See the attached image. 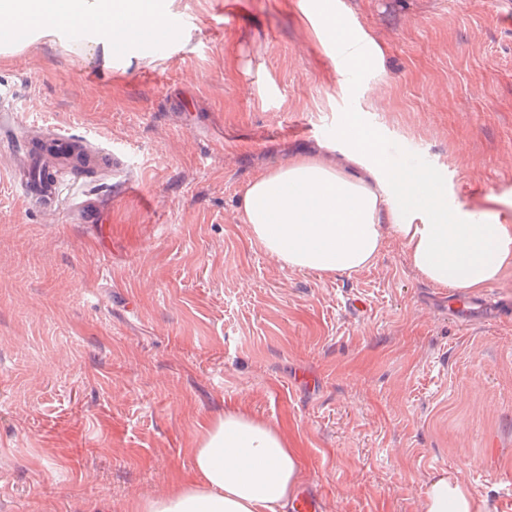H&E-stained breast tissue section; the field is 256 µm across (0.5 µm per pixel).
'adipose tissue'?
Masks as SVG:
<instances>
[{
	"label": "adipose tissue",
	"instance_id": "ef3b65f1",
	"mask_svg": "<svg viewBox=\"0 0 512 512\" xmlns=\"http://www.w3.org/2000/svg\"><path fill=\"white\" fill-rule=\"evenodd\" d=\"M24 21L37 36H74V50L110 57L162 25L158 0H0V18ZM122 27H112L115 18ZM378 152L361 132L342 159L313 154L271 165L242 196L252 237L282 266L323 276L372 264L386 236L405 247L428 282L477 292L512 267V225L461 211L436 191L434 173L364 166ZM194 478L136 500L132 512H285L302 484L296 448L276 426L226 408L192 448ZM421 512H483L467 485L430 477Z\"/></svg>",
	"mask_w": 512,
	"mask_h": 512
}]
</instances>
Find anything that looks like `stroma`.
Returning a JSON list of instances; mask_svg holds the SVG:
<instances>
[{
	"mask_svg": "<svg viewBox=\"0 0 512 512\" xmlns=\"http://www.w3.org/2000/svg\"><path fill=\"white\" fill-rule=\"evenodd\" d=\"M173 35L104 66L25 36L0 91L28 126L117 174L73 171L47 220L0 157V512H129L194 476L239 406L287 434L320 512H419L432 474L512 512V320L449 317L395 238L368 268L281 266L240 210L249 183L347 127L442 171L457 208L512 225V28L495 0H335L371 53L303 0H160ZM314 9L311 11H304L303 14L305 16L306 22L312 24L314 18L316 16H321L328 26L330 27L332 36L336 40H343L346 38V30L344 27L336 21V19L331 15V11L328 8V5L325 3V0H314Z\"/></svg>",
	"mask_w": 512,
	"mask_h": 512,
	"instance_id": "1",
	"label": "stroma"
}]
</instances>
